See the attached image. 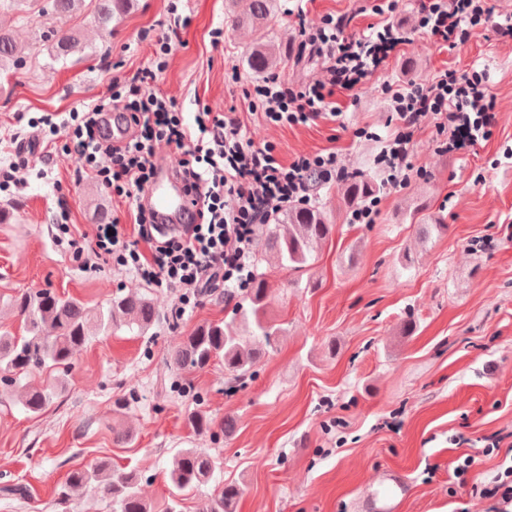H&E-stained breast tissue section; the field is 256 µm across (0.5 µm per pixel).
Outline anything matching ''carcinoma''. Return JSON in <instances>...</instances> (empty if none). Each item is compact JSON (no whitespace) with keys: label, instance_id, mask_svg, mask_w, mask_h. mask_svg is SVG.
<instances>
[{"label":"carcinoma","instance_id":"obj_1","mask_svg":"<svg viewBox=\"0 0 512 512\" xmlns=\"http://www.w3.org/2000/svg\"><path fill=\"white\" fill-rule=\"evenodd\" d=\"M40 0H0V8L8 4L27 13V20L66 14L76 20L91 17L93 22L107 28L112 21L130 9L132 0H46V6L36 10ZM245 10L236 14L232 25L248 24L257 30L269 27L274 18V0H244ZM85 49L80 28L66 32H51L47 47L54 61ZM23 48L11 31L0 26V73L18 64ZM281 58L271 42H258L248 54L249 68L264 74ZM379 186L363 175L348 180L344 202L349 206L375 196ZM331 226L324 212L317 207L292 204L273 215L264 237L265 249L273 252L281 267L290 271L311 265L319 245L329 237ZM268 282L260 274L236 303L237 313L229 322H205L183 337L171 354L174 365L188 372H202L217 360L224 362V371L235 378L253 373L266 355L278 328L267 318ZM13 307L21 317L22 333L0 331V382L14 385L20 378L35 372L64 373L72 367L73 356L100 333L107 334L126 327L147 332L158 318L159 311L147 294L112 298L105 308H90L71 296L50 290L28 291L13 299ZM252 325L251 335H240L238 324ZM63 389L58 378L24 392L23 409L32 414L42 412ZM187 426L198 436L213 433L219 427L226 436L235 431L231 416L215 423L204 411L191 410ZM214 461L202 448H182L171 459L167 477L171 486L166 512H181V495L207 484L212 478ZM142 474L108 463L68 472L57 490V506L67 512L74 494L89 489L102 493L112 501L114 512H152L150 503L140 494ZM240 488L235 484H219L208 494L199 512H235Z\"/></svg>","mask_w":512,"mask_h":512}]
</instances>
